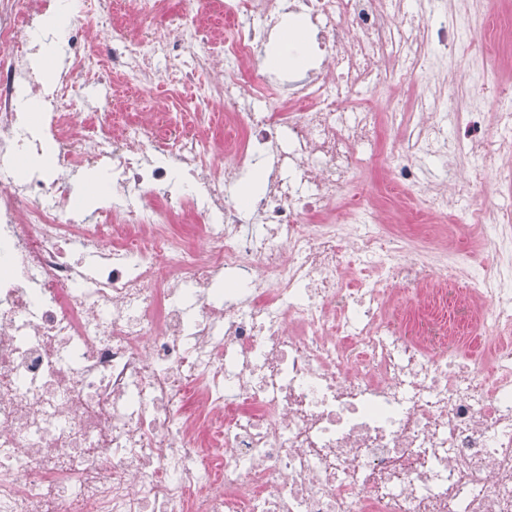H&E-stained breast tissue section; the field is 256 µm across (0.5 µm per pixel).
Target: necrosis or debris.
Returning a JSON list of instances; mask_svg holds the SVG:
<instances>
[{
	"label": "necrosis or debris",
	"instance_id": "obj_1",
	"mask_svg": "<svg viewBox=\"0 0 512 512\" xmlns=\"http://www.w3.org/2000/svg\"><path fill=\"white\" fill-rule=\"evenodd\" d=\"M82 4L48 81L35 33L61 0H0V512H512V194L471 209L414 162L464 147L512 172V83L466 146L438 93L391 153L390 189L491 228L457 300L469 337L433 314L427 251L363 202L334 218L380 138L377 112L340 104L414 70L446 82L421 48L447 0L413 20L403 0ZM293 14L305 77L247 71ZM49 148L55 169L17 174ZM260 159L242 204L228 189ZM93 164L113 202L91 223L67 187ZM349 255L376 272L355 289ZM404 282L421 298L398 327L381 308Z\"/></svg>",
	"mask_w": 512,
	"mask_h": 512
}]
</instances>
